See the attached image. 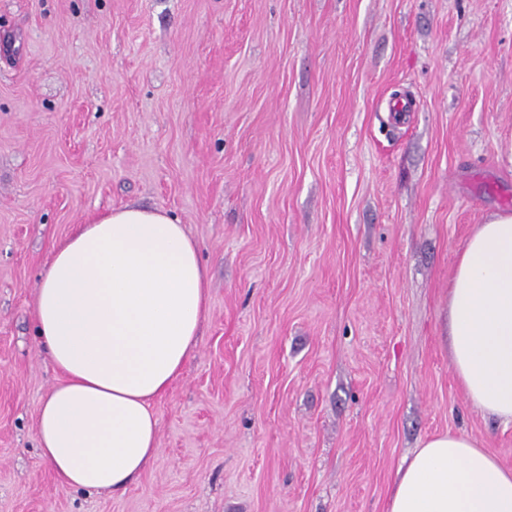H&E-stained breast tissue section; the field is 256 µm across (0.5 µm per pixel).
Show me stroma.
I'll list each match as a JSON object with an SVG mask.
<instances>
[{"mask_svg":"<svg viewBox=\"0 0 512 512\" xmlns=\"http://www.w3.org/2000/svg\"><path fill=\"white\" fill-rule=\"evenodd\" d=\"M137 203L209 313L124 492L40 455L32 306L74 225ZM512 211V0H0V512H387L429 437L512 468L444 306Z\"/></svg>","mask_w":512,"mask_h":512,"instance_id":"stroma-1","label":"stroma"}]
</instances>
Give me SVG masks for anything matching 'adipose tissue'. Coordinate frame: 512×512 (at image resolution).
I'll return each instance as SVG.
<instances>
[{
	"label": "adipose tissue",
	"mask_w": 512,
	"mask_h": 512,
	"mask_svg": "<svg viewBox=\"0 0 512 512\" xmlns=\"http://www.w3.org/2000/svg\"><path fill=\"white\" fill-rule=\"evenodd\" d=\"M207 273L186 226L136 205L75 225L55 245L32 308L39 345L60 374L36 436L58 482L119 492L158 452L156 401L196 345ZM453 372L483 413L512 423V211L477 225L446 303ZM388 512H512V469L475 440H425Z\"/></svg>",
	"instance_id": "ef3b65f1"
}]
</instances>
